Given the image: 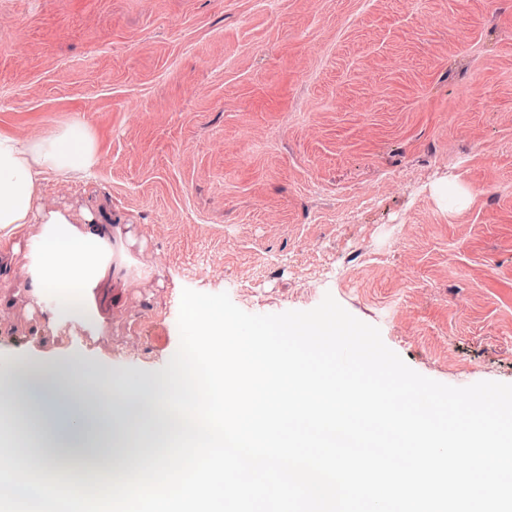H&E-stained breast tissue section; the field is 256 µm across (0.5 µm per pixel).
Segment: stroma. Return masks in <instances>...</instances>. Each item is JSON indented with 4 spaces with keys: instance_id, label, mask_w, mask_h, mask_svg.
<instances>
[{
    "instance_id": "35a3bbf8",
    "label": "stroma",
    "mask_w": 512,
    "mask_h": 512,
    "mask_svg": "<svg viewBox=\"0 0 512 512\" xmlns=\"http://www.w3.org/2000/svg\"><path fill=\"white\" fill-rule=\"evenodd\" d=\"M80 119L123 217L92 326L29 316L37 229L0 268L21 356L160 379L183 290L250 314L332 295L419 374L512 384V0H0V133Z\"/></svg>"
}]
</instances>
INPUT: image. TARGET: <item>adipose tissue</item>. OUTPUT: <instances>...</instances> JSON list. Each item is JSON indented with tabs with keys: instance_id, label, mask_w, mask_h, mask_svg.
I'll return each mask as SVG.
<instances>
[{
	"instance_id": "ef3b65f1",
	"label": "adipose tissue",
	"mask_w": 512,
	"mask_h": 512,
	"mask_svg": "<svg viewBox=\"0 0 512 512\" xmlns=\"http://www.w3.org/2000/svg\"><path fill=\"white\" fill-rule=\"evenodd\" d=\"M99 164L95 137L79 119L50 124L27 138L0 134V262L20 255V239L38 227L41 255L31 265L29 308H39L46 291L92 297L98 288L124 281L114 263L118 221L90 210L45 203L42 183L53 174L65 180L92 177ZM161 381L116 375L69 361L20 358L0 377V466L11 469V485L30 484L26 460L48 468L88 452L107 451L141 463L165 442L170 417L158 404Z\"/></svg>"
}]
</instances>
